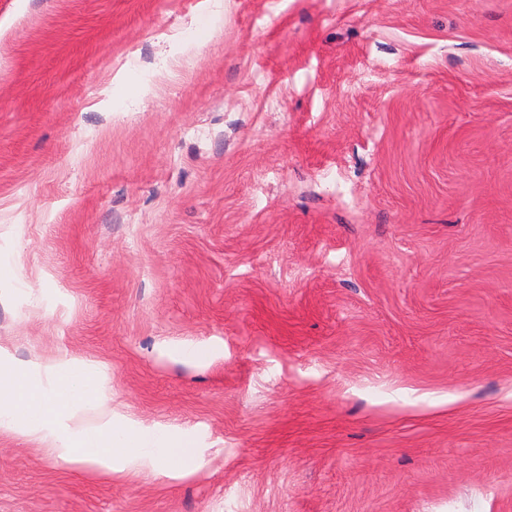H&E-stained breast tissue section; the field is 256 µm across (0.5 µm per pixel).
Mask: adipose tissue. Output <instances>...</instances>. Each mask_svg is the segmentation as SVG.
<instances>
[{
	"instance_id": "1",
	"label": "adipose tissue",
	"mask_w": 512,
	"mask_h": 512,
	"mask_svg": "<svg viewBox=\"0 0 512 512\" xmlns=\"http://www.w3.org/2000/svg\"><path fill=\"white\" fill-rule=\"evenodd\" d=\"M110 396L85 362H16L0 354V431L47 441L63 461L107 473L142 463L184 472L190 440L115 416Z\"/></svg>"
}]
</instances>
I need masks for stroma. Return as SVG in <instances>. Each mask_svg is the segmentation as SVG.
<instances>
[{"label":"stroma","instance_id":"35a3bbf8","mask_svg":"<svg viewBox=\"0 0 512 512\" xmlns=\"http://www.w3.org/2000/svg\"><path fill=\"white\" fill-rule=\"evenodd\" d=\"M0 347L196 448L0 512H512V0H0Z\"/></svg>","mask_w":512,"mask_h":512}]
</instances>
